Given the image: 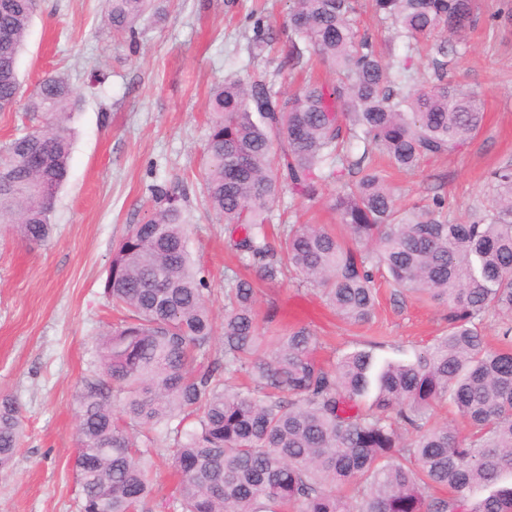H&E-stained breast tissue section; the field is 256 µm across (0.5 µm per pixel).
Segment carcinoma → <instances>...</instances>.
I'll return each instance as SVG.
<instances>
[{"instance_id": "carcinoma-1", "label": "carcinoma", "mask_w": 512, "mask_h": 512, "mask_svg": "<svg viewBox=\"0 0 512 512\" xmlns=\"http://www.w3.org/2000/svg\"><path fill=\"white\" fill-rule=\"evenodd\" d=\"M150 0H104L115 32L134 36ZM408 42L432 34L433 74L416 88L409 54L384 58L356 26L358 0H289L285 60L316 57L336 75L287 95L266 78H226L207 99L210 127L201 181L238 262L256 273L224 278L216 329L207 284L188 251L181 198L159 204L112 253L104 293L121 319L95 342L97 369L78 399L74 470L81 512H153L151 456L175 477L173 512H512V160L487 176L490 199L457 221L448 202L402 208L377 156L410 172L473 140L480 96L448 81L451 38L475 26L474 0H372ZM37 0H0V112L21 88L18 62ZM78 98L45 75L23 112L46 123L0 154V224L21 239L50 237L72 144L65 124ZM336 184L332 209L355 246L324 225L290 224L274 239L273 204L287 192L312 199ZM294 271L343 320L375 309V277L398 292L446 306L447 328L413 360L375 369L355 351L327 367L306 324L265 336L257 283ZM502 319L499 348L482 322ZM221 336L220 356L211 347ZM448 402L468 434L431 424ZM187 414L189 430L171 427ZM21 407L0 397V470L24 433ZM159 432L145 444L141 433ZM486 495L470 503L471 495Z\"/></svg>"}]
</instances>
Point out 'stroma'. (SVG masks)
<instances>
[{
    "mask_svg": "<svg viewBox=\"0 0 512 512\" xmlns=\"http://www.w3.org/2000/svg\"><path fill=\"white\" fill-rule=\"evenodd\" d=\"M257 1L152 0L132 40L104 27L103 0H39L19 60L22 91L59 74L79 104L69 122V174L56 198L51 238L28 242L0 224V395L14 396L25 420L13 467L0 474V512H79L72 463L78 397L93 369L95 339L117 321L103 281L129 226L153 212V185L181 196L188 248L209 283L213 316L223 321L224 276L236 261L199 183L208 91L218 80L256 73L272 76L287 93L299 86L283 54H251L247 15ZM477 7L450 77L480 95V131L462 150L388 177L401 206H422L438 194L459 220L487 203V171L512 159V23L496 17L512 0H477ZM333 193L322 187L310 201L285 194L274 211L336 230ZM257 298L270 334L310 325L329 366L357 350L379 361L412 360L447 325L445 307L384 284L374 317L359 325L336 316L316 288L300 286L292 273L260 288Z\"/></svg>",
    "mask_w": 512,
    "mask_h": 512,
    "instance_id": "stroma-1",
    "label": "stroma"
}]
</instances>
